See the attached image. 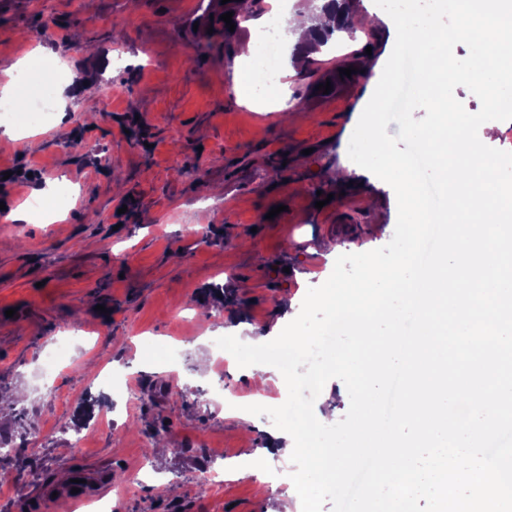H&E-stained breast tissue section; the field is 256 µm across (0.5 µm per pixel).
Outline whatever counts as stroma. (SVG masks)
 I'll return each instance as SVG.
<instances>
[{
	"mask_svg": "<svg viewBox=\"0 0 512 512\" xmlns=\"http://www.w3.org/2000/svg\"><path fill=\"white\" fill-rule=\"evenodd\" d=\"M221 0H0V82L31 52L73 90L59 115L20 139L0 136V202L18 206L36 190L66 193L62 222L0 226V390L29 393L0 434L27 447L0 448V512H60L43 498L60 472L109 465L114 512H270L292 482L276 480L288 456L269 450L275 427L206 401L223 382L244 403L278 406L285 382L257 390L249 363L217 364L213 342L248 352L246 337L275 336L299 313L308 288L324 283L337 255L385 246L397 222L393 188L372 173L336 183L350 163L356 113L381 73L362 69L365 44L388 60L386 28L373 0H353V33L339 32L334 57L352 67L338 90L314 88L329 53L296 65L279 56L282 88L302 112L286 118L244 100L237 72L253 41L250 24L199 50L193 25ZM329 195L316 208L318 194ZM280 207L271 216L272 207ZM14 317H7V310ZM69 340L55 372L54 339ZM184 338L180 363L138 356L140 345ZM131 389L105 394L106 370ZM111 408L113 422L84 447L70 438L77 412ZM220 485L208 483L212 469ZM173 487L158 494L155 473Z\"/></svg>",
	"mask_w": 512,
	"mask_h": 512,
	"instance_id": "obj_1",
	"label": "stroma"
}]
</instances>
